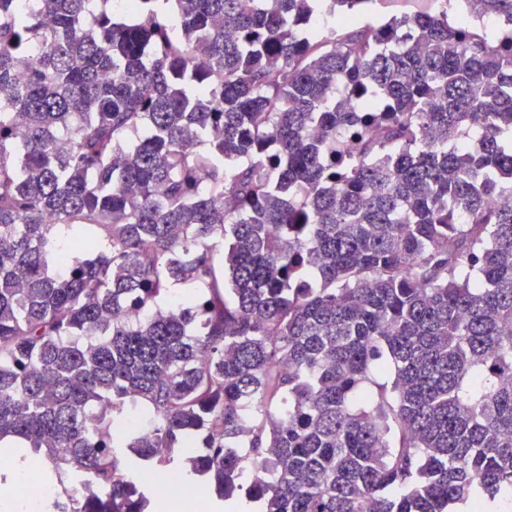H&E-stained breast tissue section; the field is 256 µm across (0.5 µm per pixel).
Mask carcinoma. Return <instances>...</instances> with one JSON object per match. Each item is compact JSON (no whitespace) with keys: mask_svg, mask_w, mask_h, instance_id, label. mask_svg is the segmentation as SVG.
Wrapping results in <instances>:
<instances>
[{"mask_svg":"<svg viewBox=\"0 0 512 512\" xmlns=\"http://www.w3.org/2000/svg\"><path fill=\"white\" fill-rule=\"evenodd\" d=\"M37 2L0 0V452L107 491L42 512H152L126 464L228 512L509 497L512 0ZM444 7L440 0H377L371 6V13L367 17L379 20L392 15L412 14L420 11L438 12Z\"/></svg>","mask_w":512,"mask_h":512,"instance_id":"cac0c4a2","label":"carcinoma"}]
</instances>
